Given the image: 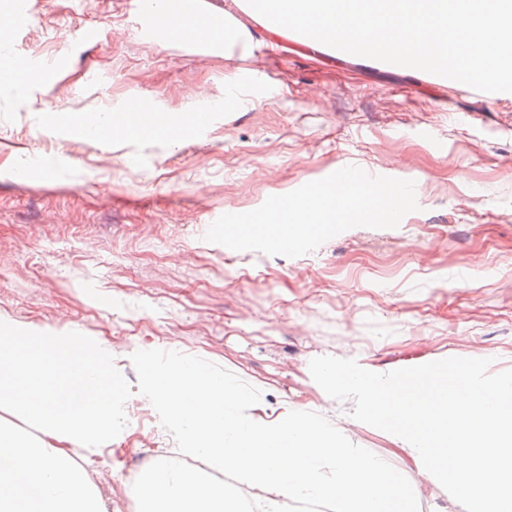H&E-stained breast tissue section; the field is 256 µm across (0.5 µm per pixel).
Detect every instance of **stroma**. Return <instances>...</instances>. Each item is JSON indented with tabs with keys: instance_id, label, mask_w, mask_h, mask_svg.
Here are the masks:
<instances>
[{
	"instance_id": "35a3bbf8",
	"label": "stroma",
	"mask_w": 512,
	"mask_h": 512,
	"mask_svg": "<svg viewBox=\"0 0 512 512\" xmlns=\"http://www.w3.org/2000/svg\"><path fill=\"white\" fill-rule=\"evenodd\" d=\"M137 0H31L1 41L35 63L23 94L0 90V317L85 334L129 383L141 349L216 363L262 392L268 418L312 411L393 468L413 464L330 398L311 359L391 372L448 357L512 369V104L253 27L267 52L233 58L138 28ZM98 43L81 39L87 27ZM63 68H55L58 57ZM268 74L252 88L251 64ZM143 97L172 112L223 103L178 141L76 138L50 114L110 112ZM40 160V178L20 169ZM354 165L415 181L418 211L355 227L299 256L205 240L245 213ZM178 455L155 410L88 465L109 512H138L128 470Z\"/></svg>"
}]
</instances>
